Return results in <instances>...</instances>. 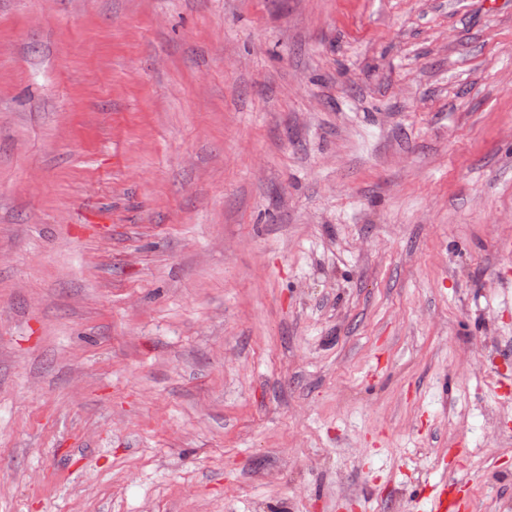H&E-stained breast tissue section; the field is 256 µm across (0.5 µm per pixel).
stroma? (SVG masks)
Returning a JSON list of instances; mask_svg holds the SVG:
<instances>
[{
	"mask_svg": "<svg viewBox=\"0 0 512 512\" xmlns=\"http://www.w3.org/2000/svg\"><path fill=\"white\" fill-rule=\"evenodd\" d=\"M512 502V0H0V512Z\"/></svg>",
	"mask_w": 512,
	"mask_h": 512,
	"instance_id": "1",
	"label": "stroma"
}]
</instances>
